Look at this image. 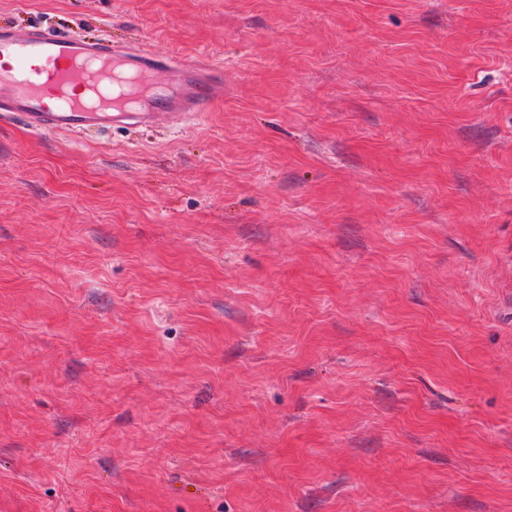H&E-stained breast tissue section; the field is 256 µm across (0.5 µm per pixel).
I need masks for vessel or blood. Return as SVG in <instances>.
<instances>
[{
    "label": "vessel or blood",
    "mask_w": 512,
    "mask_h": 512,
    "mask_svg": "<svg viewBox=\"0 0 512 512\" xmlns=\"http://www.w3.org/2000/svg\"><path fill=\"white\" fill-rule=\"evenodd\" d=\"M223 86L222 67L206 59L162 57L143 43L123 47L38 25L0 27V120H21L36 134L196 117Z\"/></svg>",
    "instance_id": "obj_1"
}]
</instances>
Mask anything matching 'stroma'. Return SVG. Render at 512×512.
<instances>
[{
	"mask_svg": "<svg viewBox=\"0 0 512 512\" xmlns=\"http://www.w3.org/2000/svg\"><path fill=\"white\" fill-rule=\"evenodd\" d=\"M224 66L0 121V512H512V0H0Z\"/></svg>",
	"mask_w": 512,
	"mask_h": 512,
	"instance_id": "stroma-1",
	"label": "stroma"
}]
</instances>
